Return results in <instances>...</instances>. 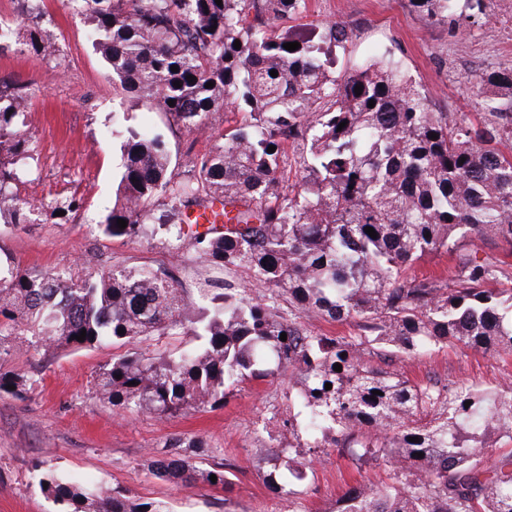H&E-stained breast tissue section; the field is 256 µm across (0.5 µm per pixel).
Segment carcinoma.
I'll return each mask as SVG.
<instances>
[{
    "label": "carcinoma",
    "mask_w": 512,
    "mask_h": 512,
    "mask_svg": "<svg viewBox=\"0 0 512 512\" xmlns=\"http://www.w3.org/2000/svg\"><path fill=\"white\" fill-rule=\"evenodd\" d=\"M77 2L115 94L193 133L207 128L213 112L242 114L194 157L186 180L172 174L166 138L124 117L118 196L100 224L103 234L139 239L151 224L173 247L191 246L206 267L244 270L250 280L207 279L193 298L163 268L102 271L89 262L81 274L0 266V352L190 333L200 347L113 355L95 373L99 398L119 412L167 418L222 408L230 390L288 370L284 439L255 449L271 487L283 491L309 477L311 462L282 457L333 446L358 468H387L381 486L344 492L336 512H512V452L483 463L512 430V392L419 384L370 363L372 355L416 356L455 342L485 353L512 350V264L479 256L473 244L494 236L512 245V69L468 78L483 106L471 120L435 111L390 53L335 75L336 51L351 39L348 24L325 22L293 38L280 32L308 13L309 0ZM408 5L450 32L472 11L483 13L482 0ZM20 6L22 44L53 55L41 0ZM292 41L299 48L286 50ZM29 97L26 86L0 79V222L68 224L84 206L77 195L48 207L20 198L35 152L24 130ZM291 146L300 148L299 178L289 189ZM221 197L231 207L223 223L203 233L184 223L187 210ZM160 198L166 213L156 217ZM61 210L66 214L55 215ZM441 251L455 261L448 277L411 273ZM311 319L352 320L359 334L315 333L305 326ZM83 329L85 340L74 339ZM29 386L26 372L0 369L1 393L20 396ZM199 447L175 439L149 469L185 488L227 486L229 466L193 461ZM40 482L58 512H168L163 502L89 488L52 471Z\"/></svg>",
    "instance_id": "cac0c4a2"
}]
</instances>
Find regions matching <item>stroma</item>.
<instances>
[{
	"mask_svg": "<svg viewBox=\"0 0 512 512\" xmlns=\"http://www.w3.org/2000/svg\"><path fill=\"white\" fill-rule=\"evenodd\" d=\"M45 10L51 18L49 34L59 48L55 59L15 42L0 49V78L25 84L30 93L26 130L38 160L21 196L47 203L75 193L85 207L68 224H0V263L76 271L88 260L100 268L161 267L195 292L192 248H173L162 233L128 240L106 237L98 228L117 187L120 152L112 136V114L129 111L136 121L163 132L181 179L189 176L193 157L206 152L214 135L233 123L234 114H210L211 132L201 135L149 111L144 103L115 97L77 0H47ZM339 18L350 24L353 37L337 72L393 53L439 112L474 114L478 107L468 77L512 68V0H484L479 22L466 21L453 30L411 12L407 0H311L308 17L288 23L287 29L294 34L308 24ZM113 352L109 345L30 346L0 357L1 367L24 370L31 378L25 397L0 395V512H57L39 485L46 471L119 487L144 501H163L171 512H332L349 486H374L384 477L382 468H356L332 447L314 460L306 482L277 492L264 483L254 450L267 420L288 405L287 376L241 385L218 410L169 418L120 413L101 401L93 386L95 371ZM372 363L396 368L418 383L433 379L486 390L512 386V352L483 353L460 343L411 357L376 355ZM175 438L202 441V463H231L229 490L188 489L153 476L149 460Z\"/></svg>",
	"mask_w": 512,
	"mask_h": 512,
	"instance_id": "1",
	"label": "stroma"
}]
</instances>
